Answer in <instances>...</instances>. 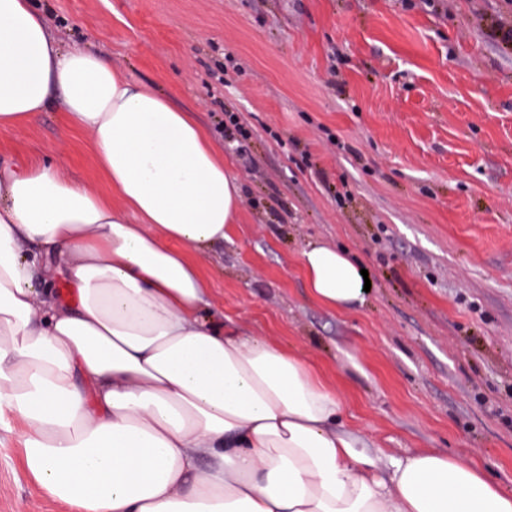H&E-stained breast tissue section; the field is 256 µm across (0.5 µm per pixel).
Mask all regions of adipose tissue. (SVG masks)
Segmentation results:
<instances>
[{
    "mask_svg": "<svg viewBox=\"0 0 512 512\" xmlns=\"http://www.w3.org/2000/svg\"><path fill=\"white\" fill-rule=\"evenodd\" d=\"M54 94L110 191L51 162L0 163V428L48 498L76 512H512L466 458L380 465L305 364L203 316L197 257L241 204L220 149L104 55L62 46L31 0H0V130ZM361 268L322 243L301 253L333 310L364 302Z\"/></svg>",
    "mask_w": 512,
    "mask_h": 512,
    "instance_id": "ef3b65f1",
    "label": "adipose tissue"
}]
</instances>
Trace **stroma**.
Instances as JSON below:
<instances>
[{
    "mask_svg": "<svg viewBox=\"0 0 512 512\" xmlns=\"http://www.w3.org/2000/svg\"><path fill=\"white\" fill-rule=\"evenodd\" d=\"M71 48L108 57L192 112L242 187L239 220L199 262L226 328L268 340L342 398L382 457L471 459L512 491V26L505 0H34ZM50 105L0 133L105 183L89 137L61 145ZM349 250L371 281L337 312L300 253ZM0 429V512L45 498Z\"/></svg>",
    "mask_w": 512,
    "mask_h": 512,
    "instance_id": "stroma-1",
    "label": "stroma"
}]
</instances>
